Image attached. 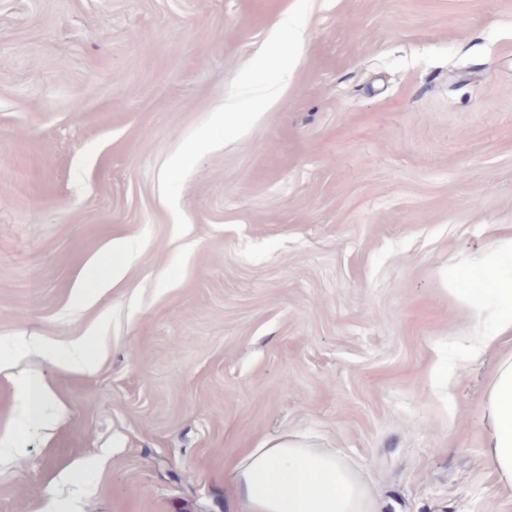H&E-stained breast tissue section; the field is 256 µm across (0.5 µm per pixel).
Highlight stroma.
Wrapping results in <instances>:
<instances>
[{"label": "stroma", "instance_id": "1", "mask_svg": "<svg viewBox=\"0 0 512 512\" xmlns=\"http://www.w3.org/2000/svg\"><path fill=\"white\" fill-rule=\"evenodd\" d=\"M285 14L303 38L271 45ZM502 232L512 0H0V361L67 407L20 423L0 373V512H230L226 461L288 432L380 512H512L482 458L492 361L450 399L430 380L497 304ZM120 236L124 281L75 307ZM32 333L95 372L25 360Z\"/></svg>", "mask_w": 512, "mask_h": 512}]
</instances>
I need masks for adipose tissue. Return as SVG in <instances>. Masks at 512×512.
Returning a JSON list of instances; mask_svg holds the SVG:
<instances>
[{
    "label": "adipose tissue",
    "mask_w": 512,
    "mask_h": 512,
    "mask_svg": "<svg viewBox=\"0 0 512 512\" xmlns=\"http://www.w3.org/2000/svg\"><path fill=\"white\" fill-rule=\"evenodd\" d=\"M133 257V245L128 239H113L110 256L88 267L77 284L76 302L93 304L100 294L116 287ZM496 293L500 305L499 335H481L479 327L486 313L480 307L470 308L472 330L456 339L461 349L459 360L447 369L441 363H433L434 386H443L445 376L460 374L479 363L488 351L501 344L503 335H512V279L498 281ZM25 343L26 354L33 359L65 370L95 369L94 361L85 357L81 342L70 343L62 353L35 334L28 336ZM481 406L488 423L483 461L496 475L500 488L512 496V352L500 358ZM48 407L54 408L57 415L65 413L49 382L36 373L22 381V419L30 425L39 424ZM224 484L236 512H379L368 485L350 460L336 451L315 447L299 433L264 438L258 447L248 449L225 468Z\"/></svg>",
    "instance_id": "1"
}]
</instances>
